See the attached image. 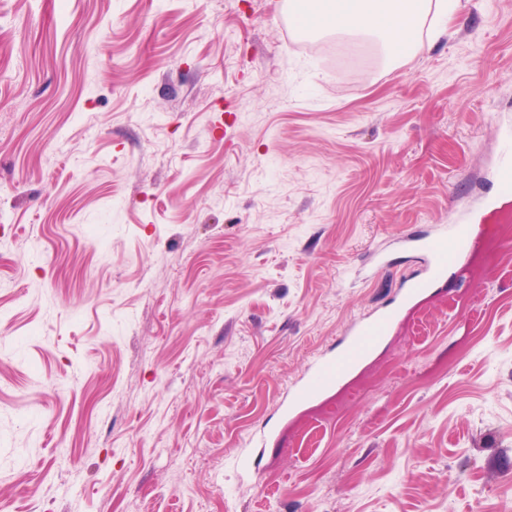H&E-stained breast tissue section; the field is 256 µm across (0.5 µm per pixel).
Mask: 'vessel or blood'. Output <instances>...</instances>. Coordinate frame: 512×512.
Wrapping results in <instances>:
<instances>
[{
  "label": "vessel or blood",
  "mask_w": 512,
  "mask_h": 512,
  "mask_svg": "<svg viewBox=\"0 0 512 512\" xmlns=\"http://www.w3.org/2000/svg\"><path fill=\"white\" fill-rule=\"evenodd\" d=\"M476 225V217H459L454 223L440 226L435 234H410L406 240L408 250L420 254L423 259L417 275L403 284L389 307L356 320L340 340L335 359L319 364L293 391V399H301L308 392L339 380L351 362L369 350L372 342L388 334L405 306L436 284L447 281L449 271L459 270L467 254L480 242ZM449 239L454 240L456 245L455 251L450 254L444 251V243Z\"/></svg>",
  "instance_id": "1"
}]
</instances>
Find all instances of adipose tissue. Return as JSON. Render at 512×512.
<instances>
[{"label":"adipose tissue","mask_w":512,"mask_h":512,"mask_svg":"<svg viewBox=\"0 0 512 512\" xmlns=\"http://www.w3.org/2000/svg\"><path fill=\"white\" fill-rule=\"evenodd\" d=\"M325 21L319 34L362 37L374 41L387 63L422 46L421 32L429 15H453L458 0H314Z\"/></svg>","instance_id":"ef3b65f1"}]
</instances>
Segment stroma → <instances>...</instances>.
Instances as JSON below:
<instances>
[{
    "instance_id": "1",
    "label": "stroma",
    "mask_w": 512,
    "mask_h": 512,
    "mask_svg": "<svg viewBox=\"0 0 512 512\" xmlns=\"http://www.w3.org/2000/svg\"><path fill=\"white\" fill-rule=\"evenodd\" d=\"M451 27L390 69L282 0H0V512H505L512 266L289 402L497 197L512 0Z\"/></svg>"
}]
</instances>
